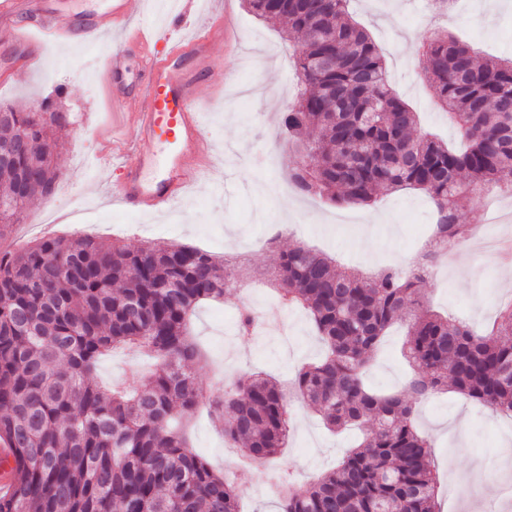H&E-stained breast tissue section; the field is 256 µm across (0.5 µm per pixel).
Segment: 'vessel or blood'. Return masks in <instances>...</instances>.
<instances>
[{"mask_svg":"<svg viewBox=\"0 0 512 512\" xmlns=\"http://www.w3.org/2000/svg\"><path fill=\"white\" fill-rule=\"evenodd\" d=\"M129 15L128 0H112L107 11L77 27L51 0H0V20L14 22L13 35L22 45H29L28 31L35 26L48 33L87 38L112 31L120 34L126 46L136 48L140 82H129L124 53H112L106 66L113 111L134 118L121 153L112 162L122 176L114 199L138 213H160L188 199L213 164L198 88L205 84L217 89L224 84L223 74L210 71L207 65L220 26L197 12L194 0H183L171 19L166 50L160 53L156 35L130 26ZM159 139L166 143L161 156L149 151Z\"/></svg>","mask_w":512,"mask_h":512,"instance_id":"1","label":"vessel or blood"}]
</instances>
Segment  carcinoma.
Here are the masks:
<instances>
[{
    "label": "carcinoma",
    "mask_w": 512,
    "mask_h": 512,
    "mask_svg": "<svg viewBox=\"0 0 512 512\" xmlns=\"http://www.w3.org/2000/svg\"><path fill=\"white\" fill-rule=\"evenodd\" d=\"M246 3L278 21L283 38L302 37L293 52L297 101L282 116L299 153L289 170L299 193L367 207L383 192L419 190L446 247L465 234L464 200L512 191V58L479 61L443 31L423 42L424 76L464 143L452 149L417 131V113L393 90L350 0ZM69 119L47 103L41 112L6 108L0 141L23 138L27 148L0 164V236L53 182L51 156ZM273 280L279 303L304 309L323 347L297 370L296 395L328 429L363 432L336 468L302 485L283 479L277 512H440L432 444L414 404L450 386L512 416V303L478 335L422 306L416 270H340L303 244L281 256ZM237 284L234 265L186 245L130 249L79 235L0 256V443L13 458L0 512H240V486L195 453L183 425L203 396L190 317ZM404 316L403 350L416 368L405 385L410 401L365 383L380 342ZM118 347L148 348L153 370L100 384L97 365ZM213 406L217 418L229 416L227 447L259 462L285 447L280 384L245 373Z\"/></svg>",
    "instance_id": "carcinoma-1"
}]
</instances>
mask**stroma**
<instances>
[{
    "label": "stroma",
    "mask_w": 512,
    "mask_h": 512,
    "mask_svg": "<svg viewBox=\"0 0 512 512\" xmlns=\"http://www.w3.org/2000/svg\"><path fill=\"white\" fill-rule=\"evenodd\" d=\"M198 2L201 10H217L224 17V38L212 46L210 65L228 79L222 98L205 116L215 164L188 201L152 216L115 206L104 193L105 180L114 173L110 161L120 146L101 141L96 127L106 118L103 62L119 47L118 37L107 33L96 42L46 39L36 62L18 66L19 48L0 32V106L28 109L58 98L72 117L55 155V191L28 205L20 224L0 237V252L44 236L82 234L119 240L131 248L151 241L237 257L240 288L223 301L202 302L192 320V338L207 354L197 366L198 376L207 385L219 369L228 376L260 372L285 384L302 364L321 356L322 346L307 312L284 309L275 299L269 271L280 253L301 242L341 266L396 267L401 258H413L430 237L434 207L428 196L414 190L380 195L369 208L296 195L288 184L295 148L281 130V117L299 89L290 63L292 45L282 39L275 21L257 18L244 0ZM483 3L461 0L445 26L479 56H512V8L490 13ZM350 10L383 53L393 89L418 112L421 130L458 144L456 129L435 106L433 87L414 82L426 66L418 47L442 26L423 0H352ZM62 86L68 90L63 98L57 95ZM286 224L294 225L292 236H284ZM462 259L459 269L440 265L423 282L422 295L430 309L465 320L482 334L492 326L499 303L512 299V268L472 244L466 245ZM244 305L271 320V330L252 338L238 336V309ZM404 331V324L394 325L378 349L367 374L376 391H403L413 373L401 355ZM290 411L294 433L286 448L274 462L251 464L243 476L246 512H276L274 497L266 493L274 472L287 470L297 482H309L334 468L355 443V432L330 433L303 403H294ZM416 413L419 431L434 440L440 503L448 501L449 484L471 474L477 481L470 493L489 497L487 512H512V495L504 491L512 471L498 457L499 448L512 445V422L500 421L492 409L450 391L417 404ZM460 415L466 419L461 437L451 430ZM191 429L197 452L222 472L235 471L236 460L226 456L224 434L207 408L198 409Z\"/></svg>",
    "instance_id": "1"
}]
</instances>
